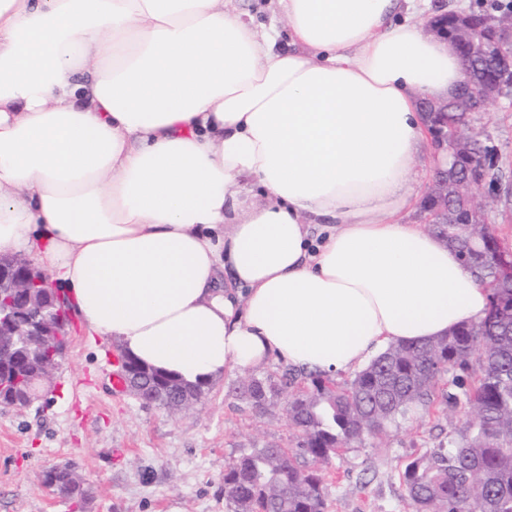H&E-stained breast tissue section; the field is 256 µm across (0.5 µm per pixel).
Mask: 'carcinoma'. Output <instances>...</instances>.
Returning <instances> with one entry per match:
<instances>
[{
  "label": "carcinoma",
  "instance_id": "carcinoma-1",
  "mask_svg": "<svg viewBox=\"0 0 512 512\" xmlns=\"http://www.w3.org/2000/svg\"><path fill=\"white\" fill-rule=\"evenodd\" d=\"M510 24L512 0H497L493 14H439L432 30L438 34L446 28L469 46L466 66L477 88L486 89L498 85L500 72L512 70V45L495 37L496 27ZM473 105L463 91L445 111L435 112L427 102L421 108L448 137L473 136L478 156L490 147L466 117ZM471 163L467 156L459 159L443 199L428 190L429 209L444 205L448 212L441 223L422 228L453 247L490 288L486 316L423 344H392L342 384L294 371L280 384L269 378L244 381L240 396L259 411L274 404L281 386L294 388L287 412L301 440L295 448H256L229 466L224 496L233 512H324L322 468L342 449L365 439L384 446L398 417L413 406H430L443 379L448 390L440 394L448 419L461 403L468 407V418L453 427L448 447L404 464L400 477L409 505L413 512H512V281L502 278L496 251L483 245L490 225L467 206ZM49 361L44 351L18 346L13 358L0 363L4 398L30 391L31 379ZM129 365L154 404L168 406L173 390L203 394L201 383L170 377L133 359Z\"/></svg>",
  "mask_w": 512,
  "mask_h": 512
}]
</instances>
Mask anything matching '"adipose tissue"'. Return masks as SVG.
<instances>
[{
    "mask_svg": "<svg viewBox=\"0 0 512 512\" xmlns=\"http://www.w3.org/2000/svg\"><path fill=\"white\" fill-rule=\"evenodd\" d=\"M275 3L260 35L224 0H0V253L191 383L274 356L333 376L489 307L403 220L419 100L453 97L461 58L413 0Z\"/></svg>",
    "mask_w": 512,
    "mask_h": 512,
    "instance_id": "adipose-tissue-1",
    "label": "adipose tissue"
}]
</instances>
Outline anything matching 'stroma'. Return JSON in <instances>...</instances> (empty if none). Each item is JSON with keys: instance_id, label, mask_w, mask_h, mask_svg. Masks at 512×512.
<instances>
[{"instance_id": "35a3bbf8", "label": "stroma", "mask_w": 512, "mask_h": 512, "mask_svg": "<svg viewBox=\"0 0 512 512\" xmlns=\"http://www.w3.org/2000/svg\"><path fill=\"white\" fill-rule=\"evenodd\" d=\"M493 145L496 172L512 177V102L476 123ZM68 344L50 385L28 408L0 406V512H230L224 472L241 454L292 448L297 433L284 401L256 412L235 389L241 374L211 384L189 409L148 405L113 392L116 343L89 334L71 315ZM437 407L399 418L386 447L364 441L324 473L326 512H412L399 474L406 460L447 442ZM69 466L87 491L80 503L54 497L42 473Z\"/></svg>"}]
</instances>
